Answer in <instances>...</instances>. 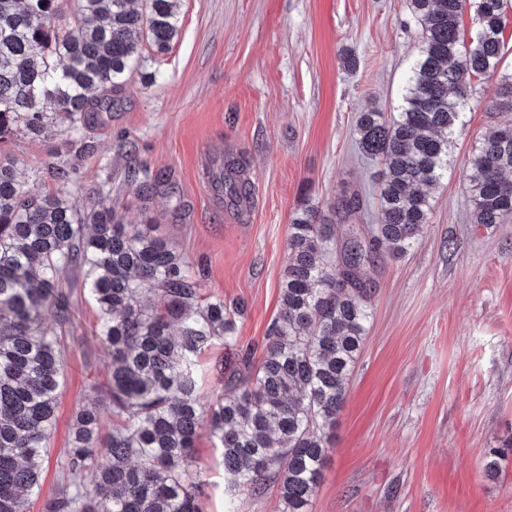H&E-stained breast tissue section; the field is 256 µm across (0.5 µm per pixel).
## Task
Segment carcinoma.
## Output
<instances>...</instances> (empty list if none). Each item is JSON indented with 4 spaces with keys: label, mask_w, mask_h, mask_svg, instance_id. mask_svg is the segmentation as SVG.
<instances>
[{
    "label": "carcinoma",
    "mask_w": 512,
    "mask_h": 512,
    "mask_svg": "<svg viewBox=\"0 0 512 512\" xmlns=\"http://www.w3.org/2000/svg\"><path fill=\"white\" fill-rule=\"evenodd\" d=\"M178 0H0V147L18 134L71 150H92L81 131L114 109L141 40L163 53L179 33ZM507 0H409L421 46L396 112L359 115V147L380 160L382 223L369 241L351 238L337 262L333 232L308 206L289 227L288 265L278 317L258 365L238 345L235 305L201 294L205 268L190 265L150 224H126L108 196L84 209L66 198L72 170L49 162L56 185L30 196L13 159L0 155V512H27L23 492L40 486L61 387V343L71 331L69 293L82 278L99 312L96 331L111 357L108 409H80L62 463L68 484L45 512H201L203 483L190 467L207 430L223 450L227 492L261 496L277 484L283 512H307L372 316V288L359 274L368 253L399 258L428 223L422 187L448 173V148L463 124L471 77L499 71ZM476 26L460 41V20ZM243 163L227 159L212 180L216 195L242 205L251 196ZM512 125L488 132L465 162L478 225L512 223ZM166 175L131 171L147 199ZM355 194L336 199L347 217ZM155 294L157 305L144 303ZM56 310L55 329L41 324ZM224 386L198 392L199 356L216 342Z\"/></svg>",
    "instance_id": "1"
}]
</instances>
